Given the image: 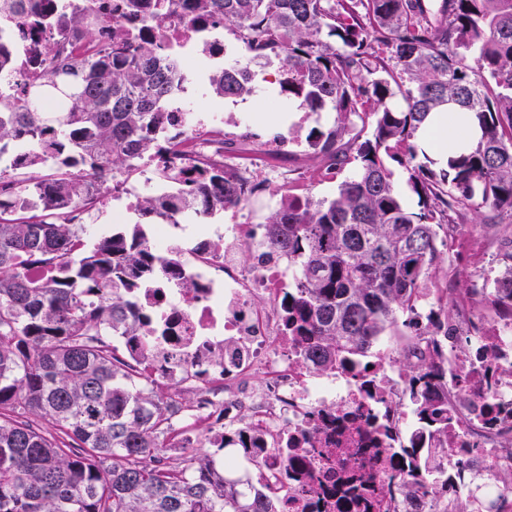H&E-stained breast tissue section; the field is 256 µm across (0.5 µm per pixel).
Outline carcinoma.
<instances>
[{
    "instance_id": "1",
    "label": "carcinoma",
    "mask_w": 512,
    "mask_h": 512,
    "mask_svg": "<svg viewBox=\"0 0 512 512\" xmlns=\"http://www.w3.org/2000/svg\"><path fill=\"white\" fill-rule=\"evenodd\" d=\"M30 0H0L35 32L58 28L84 43L68 54L40 43L52 74L0 101V512H279L260 488L244 492L195 453L167 455L175 424L164 388L144 355L119 352L114 336L136 337L141 316L128 298L157 256L142 224L91 242L77 218L98 208L99 183L175 146L162 114L187 75L164 45L138 34L167 19V0L146 16L125 0V28L105 43L102 23L80 14L32 11ZM201 17L231 26L242 53L209 77L220 98L256 92V69L278 66L279 95L307 112L336 113V127L313 130L309 147L335 174L353 165L331 200L306 195L272 212L265 242L288 256L293 277L288 335L318 370L366 359L398 321L423 349L393 362L405 374L424 420L419 438L448 431L451 317L420 326L421 282L441 262L439 229L486 210L484 222L512 212V0H191ZM55 99L59 112L40 104ZM470 115L479 137L447 162L419 140L429 116ZM368 136L352 135L357 123ZM21 145L27 180L5 148ZM408 174L418 210L392 181ZM200 185L173 168L171 197H143L139 211L171 220L212 217L245 202L250 184L215 164ZM503 268L490 303L512 319V230L501 234ZM41 268L44 278L28 271ZM440 464L413 455L400 487L414 492Z\"/></svg>"
}]
</instances>
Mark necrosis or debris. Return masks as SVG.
Instances as JSON below:
<instances>
[{"label": "necrosis or debris", "instance_id": "necrosis-or-debris-1", "mask_svg": "<svg viewBox=\"0 0 512 512\" xmlns=\"http://www.w3.org/2000/svg\"><path fill=\"white\" fill-rule=\"evenodd\" d=\"M176 63L189 65L199 44L211 60L224 57V39L211 21L177 0L156 31ZM37 42L21 23L0 31L11 67L0 74V93H18L49 65L33 70ZM164 120L180 148L150 160V169L195 166L209 152L223 153L226 169L248 174L258 185L282 177L276 162L289 140H259L234 115L200 116L194 103L172 98ZM227 225L201 224L182 236L177 224L154 225L153 246L177 254L176 273H157L138 290L135 307L149 321L127 352L145 353L151 378L171 395L197 393L189 417L215 430L244 431L245 445L226 449L225 479L262 487L279 512H512V486L499 475L512 468V324H487L472 307L458 315L469 354L448 359V431L436 450L448 489L435 492L422 478L413 496L382 497L394 476L398 451L409 450L415 425L410 390L387 354L368 369L320 371L296 364L300 349L287 336L282 305L288 294V259L268 249L264 228L249 207L230 210ZM195 280L196 294L181 288Z\"/></svg>", "mask_w": 512, "mask_h": 512}]
</instances>
